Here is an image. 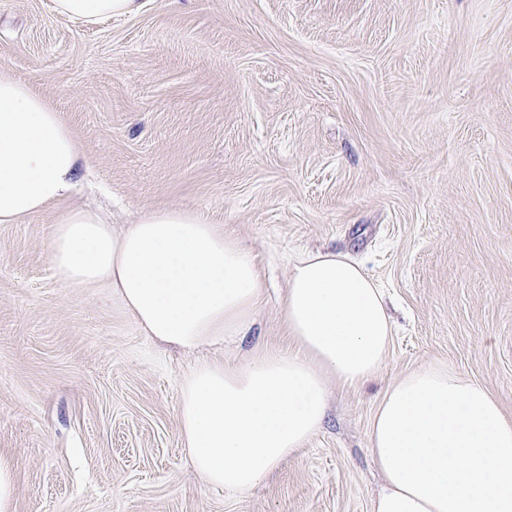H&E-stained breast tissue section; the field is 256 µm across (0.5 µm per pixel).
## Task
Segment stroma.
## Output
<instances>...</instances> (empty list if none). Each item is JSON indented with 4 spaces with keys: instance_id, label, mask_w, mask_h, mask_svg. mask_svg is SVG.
I'll list each match as a JSON object with an SVG mask.
<instances>
[{
    "instance_id": "stroma-1",
    "label": "stroma",
    "mask_w": 512,
    "mask_h": 512,
    "mask_svg": "<svg viewBox=\"0 0 512 512\" xmlns=\"http://www.w3.org/2000/svg\"><path fill=\"white\" fill-rule=\"evenodd\" d=\"M0 66L89 161L73 193L0 224V454L15 512H370L374 410L444 361L512 415V0H148L83 24L0 0ZM115 228L189 206L264 274L246 336L192 354L119 301L63 287L45 248L65 209ZM349 253L387 296L380 371L334 393L316 436L239 497L207 486L179 430L184 377L287 347L288 258Z\"/></svg>"
}]
</instances>
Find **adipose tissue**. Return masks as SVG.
Wrapping results in <instances>:
<instances>
[{"label": "adipose tissue", "mask_w": 512, "mask_h": 512, "mask_svg": "<svg viewBox=\"0 0 512 512\" xmlns=\"http://www.w3.org/2000/svg\"><path fill=\"white\" fill-rule=\"evenodd\" d=\"M87 24L135 16L143 0H54ZM85 158L73 129L29 83L0 70V224H21L71 192ZM46 250L68 288L115 295L146 336L191 352L245 335L262 296L251 250L190 207L140 215L122 231L73 208ZM283 318L293 343L247 364L201 361L184 378L182 445L209 486L243 495L321 429L330 388L355 389L382 367L393 326L385 297L349 255L291 260ZM369 452L384 478L370 512H512V416L485 385L428 362L379 402Z\"/></svg>", "instance_id": "1"}]
</instances>
